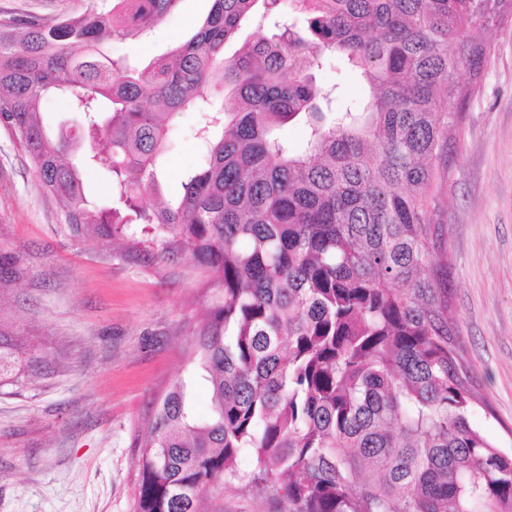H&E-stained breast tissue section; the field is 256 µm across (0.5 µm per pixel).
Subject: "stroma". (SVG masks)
<instances>
[{
	"instance_id": "35a3bbf8",
	"label": "stroma",
	"mask_w": 512,
	"mask_h": 512,
	"mask_svg": "<svg viewBox=\"0 0 512 512\" xmlns=\"http://www.w3.org/2000/svg\"><path fill=\"white\" fill-rule=\"evenodd\" d=\"M90 0H0L1 16L83 13ZM210 0H181L160 25L133 41L104 40L112 57L145 65L184 42ZM361 105L365 84L345 60L314 70ZM199 116L174 115L162 160L165 198L204 157ZM444 189L445 243L462 355L481 399L473 420L512 452V17L491 42L479 87L465 106ZM59 203L44 196L23 151L0 131V252L21 259L25 279L0 298L46 356L40 375L0 386V512H133L134 432L151 400L186 367L182 350L206 300L194 264L157 263L92 241L59 237ZM205 512H279L245 485L211 486Z\"/></svg>"
}]
</instances>
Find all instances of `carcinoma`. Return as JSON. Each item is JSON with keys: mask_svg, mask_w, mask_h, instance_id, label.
<instances>
[{"mask_svg": "<svg viewBox=\"0 0 512 512\" xmlns=\"http://www.w3.org/2000/svg\"><path fill=\"white\" fill-rule=\"evenodd\" d=\"M180 2L0 17V130L62 205L56 232L108 256L118 239L140 248L135 221L158 260L184 257L211 286L188 336L193 373L136 430L134 512H200L219 483L276 496L282 512H512V453L473 422L439 198L512 0H212L190 39L142 70L100 51ZM286 3L307 35L264 33ZM247 19L252 39L225 57ZM327 54L362 69L361 107L316 84ZM49 96L84 114L77 132H50ZM182 111L200 113L205 163L164 203L160 159ZM295 119L305 134L291 144L280 130ZM85 167L112 175L119 206L89 200ZM21 276L0 253V292ZM39 362L0 322V385Z\"/></svg>", "mask_w": 512, "mask_h": 512, "instance_id": "1", "label": "carcinoma"}]
</instances>
